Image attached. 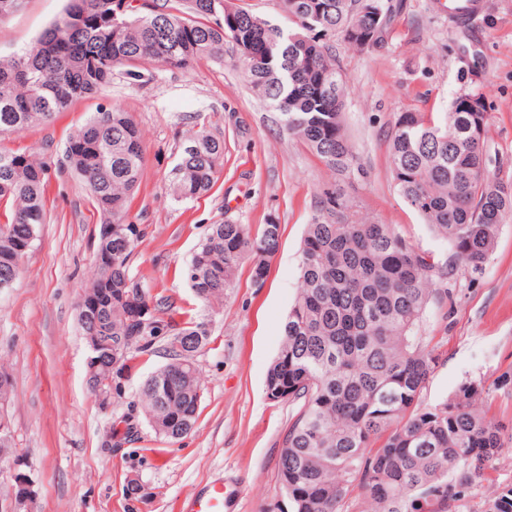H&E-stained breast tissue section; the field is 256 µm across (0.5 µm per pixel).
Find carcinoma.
<instances>
[{
	"mask_svg": "<svg viewBox=\"0 0 512 512\" xmlns=\"http://www.w3.org/2000/svg\"><path fill=\"white\" fill-rule=\"evenodd\" d=\"M64 13L20 55L0 59V134L46 123L73 100L98 93L114 68L142 77L140 67L187 70L201 58L229 55L252 91L280 112L283 128L331 173L354 162L343 122L347 81L327 41L339 36L360 51L384 44L392 0H282L295 24L272 25L234 0H67ZM490 113L480 91L460 93L442 122L422 112L399 114L389 141L395 185L430 231L448 244L439 265L392 224L348 214L353 202L334 188L319 194L306 225L297 299L268 369L265 393L299 405L282 436L280 499L266 512H346L358 493L360 512H460L512 434L479 407L480 384L467 380L446 400L421 395L433 356L420 336L435 281L478 269L512 220V175L489 170ZM65 159L82 177L106 221L94 270L85 285L82 334L112 341L119 365L104 361L87 380L104 401L105 380L121 372L133 350L170 337V362L141 389L151 428L167 438L190 433L202 383L194 354L206 343L205 322L175 328L131 273L140 237L127 221V201L143 176L141 132L117 106L96 113L70 137ZM224 162V139L191 130L180 145L170 189L178 200L207 194ZM47 167L35 154L0 149V278L20 271L23 246L41 223ZM281 225L252 234L247 224H212L186 268L194 295L224 301L244 259L251 278L266 282L280 248ZM385 437L383 446L372 442ZM481 512H512V483L482 498Z\"/></svg>",
	"mask_w": 512,
	"mask_h": 512,
	"instance_id": "cac0c4a2",
	"label": "carcinoma"
}]
</instances>
